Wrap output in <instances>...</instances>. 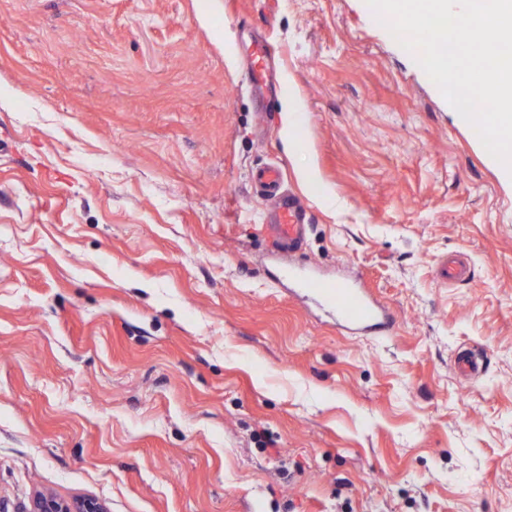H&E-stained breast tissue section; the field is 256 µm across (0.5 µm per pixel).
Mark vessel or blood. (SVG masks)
Here are the masks:
<instances>
[{
    "label": "vessel or blood",
    "mask_w": 512,
    "mask_h": 512,
    "mask_svg": "<svg viewBox=\"0 0 512 512\" xmlns=\"http://www.w3.org/2000/svg\"><path fill=\"white\" fill-rule=\"evenodd\" d=\"M252 181L256 190L279 192L282 174L278 167L268 165L255 171ZM304 213L301 199L280 194L274 221L268 227L271 253L292 258L301 249L308 231ZM280 271L293 293L313 301L335 320L339 329L359 336L393 333L394 315L358 280L330 279L292 261L281 266ZM454 366L462 377L469 379L483 369L484 356L480 350L469 348L456 355Z\"/></svg>",
    "instance_id": "1"
}]
</instances>
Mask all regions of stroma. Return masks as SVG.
Here are the masks:
<instances>
[{
    "instance_id": "1",
    "label": "stroma",
    "mask_w": 512,
    "mask_h": 512,
    "mask_svg": "<svg viewBox=\"0 0 512 512\" xmlns=\"http://www.w3.org/2000/svg\"><path fill=\"white\" fill-rule=\"evenodd\" d=\"M0 88V512H512V183L365 0H0ZM271 162L393 335L275 278ZM252 181L256 190L274 192L281 187L282 174L278 167L268 165L255 171ZM454 366L462 377L471 379L484 367L483 353L474 348L460 351L455 357ZM27 512H108L106 505L95 498H62L50 492L36 493Z\"/></svg>"
}]
</instances>
